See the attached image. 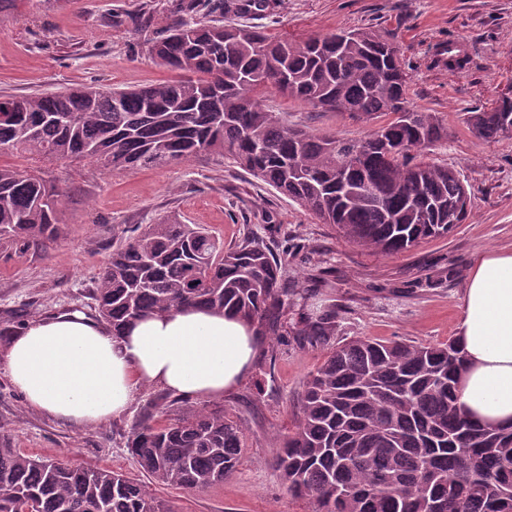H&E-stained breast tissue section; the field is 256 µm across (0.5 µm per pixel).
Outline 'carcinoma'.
Listing matches in <instances>:
<instances>
[{
	"label": "carcinoma",
	"mask_w": 512,
	"mask_h": 512,
	"mask_svg": "<svg viewBox=\"0 0 512 512\" xmlns=\"http://www.w3.org/2000/svg\"><path fill=\"white\" fill-rule=\"evenodd\" d=\"M224 0H185L149 54L180 77L132 88L92 82L70 92L0 95V155L107 170L160 169L224 153L349 243L388 255L465 223L459 173L411 155L448 138L435 112L409 105L410 75L391 37L345 31L273 40L212 14ZM351 119L388 120L363 140L319 136L268 111L267 90ZM482 140L512 135V91L467 113ZM403 148L392 153L393 143ZM67 190L0 164V238L52 241ZM282 264L251 236L226 249L206 228L164 219L120 248L98 278L97 319L120 335L131 321L184 306L283 325L295 292ZM300 335L325 344L336 316H300ZM454 339L439 344L357 338L331 348L307 382L276 467L315 512H512V426L467 419ZM127 448L158 485L203 491L239 465L245 433L224 408L179 396L150 403ZM0 512H173L149 486L107 467L75 466L0 445Z\"/></svg>",
	"instance_id": "cac0c4a2"
}]
</instances>
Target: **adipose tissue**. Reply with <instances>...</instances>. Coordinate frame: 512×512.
<instances>
[{
	"label": "adipose tissue",
	"instance_id": "obj_1",
	"mask_svg": "<svg viewBox=\"0 0 512 512\" xmlns=\"http://www.w3.org/2000/svg\"><path fill=\"white\" fill-rule=\"evenodd\" d=\"M457 340L466 358L459 384L466 414L487 426L512 425V250L474 261ZM258 351L253 323L188 307L139 318L118 336L78 313L39 317L0 347V364L31 407L97 426L126 413L146 386L223 396Z\"/></svg>",
	"mask_w": 512,
	"mask_h": 512
}]
</instances>
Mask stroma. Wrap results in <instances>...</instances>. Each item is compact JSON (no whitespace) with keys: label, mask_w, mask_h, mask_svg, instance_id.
Returning <instances> with one entry per match:
<instances>
[{"label":"stroma","mask_w":512,"mask_h":512,"mask_svg":"<svg viewBox=\"0 0 512 512\" xmlns=\"http://www.w3.org/2000/svg\"><path fill=\"white\" fill-rule=\"evenodd\" d=\"M173 0H10L0 9V95L76 89L96 80L128 88L172 78L148 54L176 15ZM225 23L258 27L274 39L301 41L339 29L395 38L411 67L410 104L438 113L448 140L427 151L430 162L457 170L470 214L448 236L386 256L347 243L298 203L280 195L218 153L163 169L108 171L89 159L67 164L10 154L0 162L67 185L55 240L19 248L0 240V321L54 313L94 317L98 276L132 227L177 217L203 224L236 246L255 234L284 254L289 287L309 292L308 305H333L330 345L357 337L434 344L455 338L463 291L474 260L512 250V136L475 138L466 112L491 107L512 87V0H263ZM465 40L468 68L452 73L441 44ZM265 103L289 125L348 139L372 127L269 90ZM330 346L296 334H263L248 376L215 398L246 435L242 462L223 485L204 491L155 486L174 512H314L292 497L274 464L276 441L294 429L310 376ZM164 394L142 388L121 417L78 426L31 408L0 366V436L21 452L77 465H99L143 479L127 450L136 419Z\"/></svg>","instance_id":"35a3bbf8"}]
</instances>
